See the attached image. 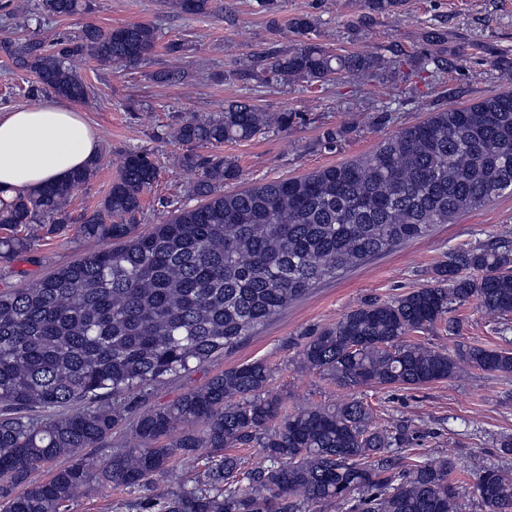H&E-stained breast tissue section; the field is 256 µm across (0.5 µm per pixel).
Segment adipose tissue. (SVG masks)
Here are the masks:
<instances>
[{
  "label": "adipose tissue",
  "mask_w": 512,
  "mask_h": 512,
  "mask_svg": "<svg viewBox=\"0 0 512 512\" xmlns=\"http://www.w3.org/2000/svg\"><path fill=\"white\" fill-rule=\"evenodd\" d=\"M99 152L93 127L69 104L43 98L0 116V190L8 196L64 179Z\"/></svg>",
  "instance_id": "adipose-tissue-1"
}]
</instances>
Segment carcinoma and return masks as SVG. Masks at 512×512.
I'll return each mask as SVG.
<instances>
[{
    "label": "carcinoma",
    "mask_w": 512,
    "mask_h": 512,
    "mask_svg": "<svg viewBox=\"0 0 512 512\" xmlns=\"http://www.w3.org/2000/svg\"><path fill=\"white\" fill-rule=\"evenodd\" d=\"M217 0H171L189 15L216 11ZM401 0H363L372 15ZM70 18L88 0H39ZM301 37L276 53L265 82L309 85L379 67L360 53H337L307 40L313 22L289 23ZM158 42L154 28L83 27L51 43L0 48L32 74L28 93L90 99L77 64L136 66ZM293 112L232 103L209 118L190 116L175 132L179 164L200 172L201 203L139 230L143 193L158 177L151 154H121L100 205L78 219V233L102 247L24 288L0 292V512H69L100 485L151 491L135 512H459L468 478L486 512H512V474L452 458L429 463L403 449L410 425L382 427L373 408L352 397L281 417L273 369L248 361L211 377L174 403L145 411L154 387L236 347L270 317L319 283L395 247L425 237L436 224L512 193V90L434 113L387 136L361 158L287 180L226 193L239 180L236 161L194 148L248 140L294 123ZM100 161L66 179L0 199V240L8 260L40 240L38 228L71 223L65 206L97 173ZM469 269L470 275L462 274ZM473 300L498 319L512 316V249L448 254L433 284L361 302L335 324L304 337L303 367L344 388H417L457 376L460 365L511 375L512 350L462 346L450 354L411 338ZM93 400L97 405L70 410ZM133 419L137 446L112 447V432ZM256 443L263 465L247 469L232 449ZM206 448L211 464L194 484ZM54 465L43 481L31 474Z\"/></svg>",
    "instance_id": "1"
}]
</instances>
